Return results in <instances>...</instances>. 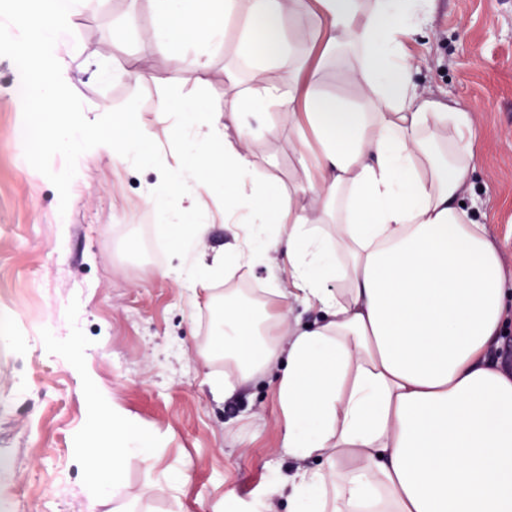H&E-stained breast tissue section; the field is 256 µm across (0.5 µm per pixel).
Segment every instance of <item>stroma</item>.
Instances as JSON below:
<instances>
[{
    "label": "stroma",
    "instance_id": "1",
    "mask_svg": "<svg viewBox=\"0 0 512 512\" xmlns=\"http://www.w3.org/2000/svg\"><path fill=\"white\" fill-rule=\"evenodd\" d=\"M30 4L0 0V319L13 325L0 337V512H83L93 480L82 452L105 421L90 400L96 389L157 453L151 468L127 458L123 512H211L226 492L249 500L261 488L273 490L275 512H293L287 490L275 488L293 464L281 452L273 384L255 380L216 397L207 377L224 364L201 356L213 310L190 308L187 291L165 276L181 259L157 227L181 213L178 190L166 189V209H152L144 190L156 181L153 162L122 169L90 156L66 193L59 174L67 153L31 156L17 140L25 119L14 102L13 21ZM155 20L153 0H95L74 17L71 120L105 102L135 112L156 142L169 145L177 131L159 99L223 111L238 22H226L222 42L185 43L187 55L209 61L200 83L170 50L148 42ZM407 47L417 85L474 117L476 170L465 203L499 244L512 289V0H425ZM133 55L153 81L121 76ZM98 70L108 80L96 79ZM265 121L278 135L256 141L259 172L278 190L303 187L287 126L275 111ZM183 465L188 476L176 479Z\"/></svg>",
    "mask_w": 512,
    "mask_h": 512
}]
</instances>
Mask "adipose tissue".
<instances>
[{
	"mask_svg": "<svg viewBox=\"0 0 512 512\" xmlns=\"http://www.w3.org/2000/svg\"><path fill=\"white\" fill-rule=\"evenodd\" d=\"M153 37L180 52L187 39L224 38L241 21L247 88L224 109L200 116L184 107L187 144L158 180L176 179L188 207L237 189L224 221L242 228L222 255L205 258L206 225L185 217L162 225L183 256L173 270L191 301L224 308L206 349L224 371L216 395L272 378L282 416V450L295 461L296 512H512V374L493 358L512 293L500 251L462 200L472 187L471 112L427 97L412 80L403 37L421 23L420 0H154ZM90 0H34L14 44L16 108L41 115L68 109L74 77L62 64L70 23ZM308 47L332 60L356 103L326 95ZM287 65L288 84L266 76ZM280 112L298 137L295 168L306 186L269 193L252 148L257 108ZM72 157L92 153L139 166L150 139L134 112L109 126L87 117L53 127ZM285 266L288 286L248 300L214 291L258 261ZM318 311L290 322L284 299ZM84 454L88 472H112V497L128 456L154 465L137 425L116 412Z\"/></svg>",
	"mask_w": 512,
	"mask_h": 512,
	"instance_id": "obj_1",
	"label": "adipose tissue"
}]
</instances>
